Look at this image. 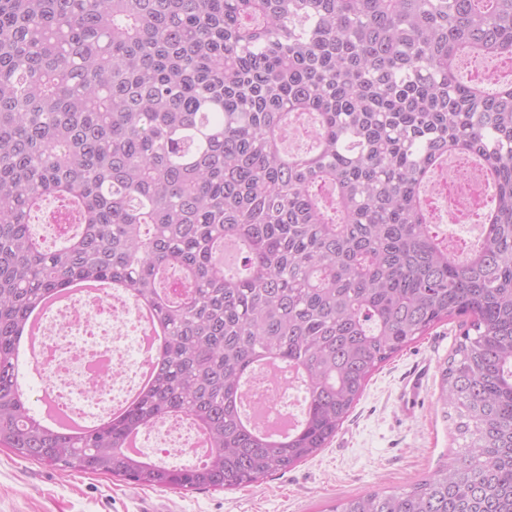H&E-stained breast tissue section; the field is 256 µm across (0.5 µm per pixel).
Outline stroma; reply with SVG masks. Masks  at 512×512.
I'll use <instances>...</instances> for the list:
<instances>
[{
  "label": "stroma",
  "instance_id": "1",
  "mask_svg": "<svg viewBox=\"0 0 512 512\" xmlns=\"http://www.w3.org/2000/svg\"><path fill=\"white\" fill-rule=\"evenodd\" d=\"M451 317L373 373L327 448L261 485L183 492L53 469L0 448V512H328L336 501L387 493L432 473L458 450L439 399L440 371L461 333ZM427 367L414 413L400 407L411 372Z\"/></svg>",
  "mask_w": 512,
  "mask_h": 512
}]
</instances>
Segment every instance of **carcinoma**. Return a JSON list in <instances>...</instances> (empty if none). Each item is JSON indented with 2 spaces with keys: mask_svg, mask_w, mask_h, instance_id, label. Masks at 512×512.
I'll list each match as a JSON object with an SVG mask.
<instances>
[{
  "mask_svg": "<svg viewBox=\"0 0 512 512\" xmlns=\"http://www.w3.org/2000/svg\"><path fill=\"white\" fill-rule=\"evenodd\" d=\"M465 55L512 65V0H0V447L143 487L259 485L327 447L373 372L458 315L440 400L461 452L329 512H512V80L460 81ZM295 114L312 146L290 154ZM455 154L494 191L463 264L422 193ZM49 196L78 214L53 247L29 224ZM87 281L153 303L167 338L135 405L64 436L28 406L13 349L47 294ZM262 355L306 386L286 439L241 421ZM180 416L205 462L128 454Z\"/></svg>",
  "mask_w": 512,
  "mask_h": 512,
  "instance_id": "cac0c4a2",
  "label": "carcinoma"
}]
</instances>
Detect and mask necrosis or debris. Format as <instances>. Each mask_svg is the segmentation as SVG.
Wrapping results in <instances>:
<instances>
[{
  "label": "necrosis or debris",
  "mask_w": 512,
  "mask_h": 512,
  "mask_svg": "<svg viewBox=\"0 0 512 512\" xmlns=\"http://www.w3.org/2000/svg\"><path fill=\"white\" fill-rule=\"evenodd\" d=\"M424 196L437 225L471 223L475 213L492 201L478 165L463 157L451 158L438 170ZM145 335L137 306L117 291L103 296L80 292L46 312L33 362L47 381L48 402L83 420L100 408L121 403L132 379L144 369ZM295 389V384L260 376L254 379L251 394L273 416L289 418L296 414ZM150 442L177 449L198 463L210 452L204 435L185 418L143 430L138 447Z\"/></svg>",
  "instance_id": "necrosis-or-debris-1"
}]
</instances>
